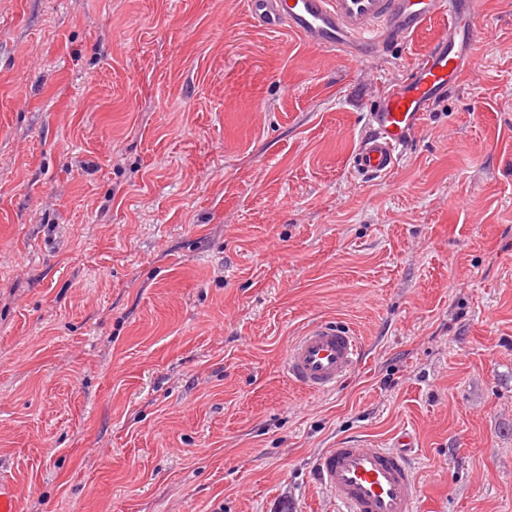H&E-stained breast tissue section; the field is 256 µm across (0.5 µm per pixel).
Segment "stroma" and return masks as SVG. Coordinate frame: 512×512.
I'll use <instances>...</instances> for the list:
<instances>
[{
  "label": "stroma",
  "mask_w": 512,
  "mask_h": 512,
  "mask_svg": "<svg viewBox=\"0 0 512 512\" xmlns=\"http://www.w3.org/2000/svg\"><path fill=\"white\" fill-rule=\"evenodd\" d=\"M398 167L350 156L448 29L353 62L245 0H0V479L17 512H337L410 435L419 512H512V0ZM354 329L337 390L283 371ZM360 357L359 338L349 326L316 320L291 341L284 369L297 386L311 393H324L342 385ZM317 474L342 512H417L413 471L400 451L354 440L328 449Z\"/></svg>",
  "instance_id": "obj_1"
}]
</instances>
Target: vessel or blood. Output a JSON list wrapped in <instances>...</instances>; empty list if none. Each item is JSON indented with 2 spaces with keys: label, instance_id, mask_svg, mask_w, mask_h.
I'll list each match as a JSON object with an SVG mask.
<instances>
[{
  "label": "vessel or blood",
  "instance_id": "obj_1",
  "mask_svg": "<svg viewBox=\"0 0 512 512\" xmlns=\"http://www.w3.org/2000/svg\"><path fill=\"white\" fill-rule=\"evenodd\" d=\"M248 7L263 29L288 30L351 61L447 16V33L428 45L410 75L389 87L370 113L371 133L351 157L353 168L366 176L392 172L425 113L476 66L480 0H248ZM360 357L359 338L349 326L316 320L291 341L284 369L297 386L324 393L342 385ZM317 474L340 512H417L415 479L402 452L355 440L328 449Z\"/></svg>",
  "mask_w": 512,
  "mask_h": 512
}]
</instances>
